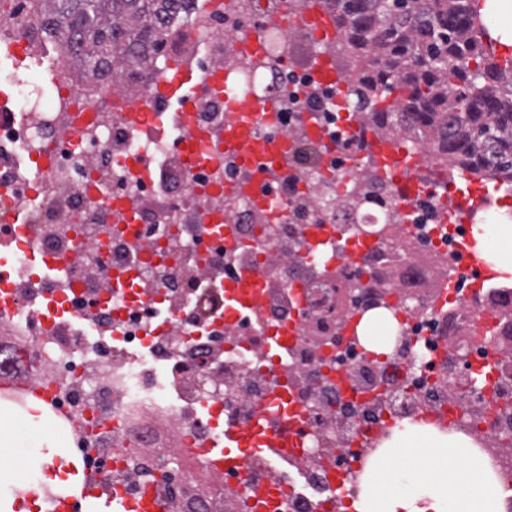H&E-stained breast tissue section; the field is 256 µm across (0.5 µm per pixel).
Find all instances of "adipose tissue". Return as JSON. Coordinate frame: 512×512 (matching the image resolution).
<instances>
[{"label": "adipose tissue", "instance_id": "obj_1", "mask_svg": "<svg viewBox=\"0 0 512 512\" xmlns=\"http://www.w3.org/2000/svg\"><path fill=\"white\" fill-rule=\"evenodd\" d=\"M476 249L503 276L512 277V224L490 209L472 228ZM67 438L41 408L23 416L0 407V512H11L16 490L64 485L73 462ZM503 493L489 462L471 439L440 435L420 424L396 430L370 465L356 512H502Z\"/></svg>", "mask_w": 512, "mask_h": 512}]
</instances>
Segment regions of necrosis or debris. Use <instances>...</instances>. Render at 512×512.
Segmentation results:
<instances>
[{"mask_svg": "<svg viewBox=\"0 0 512 512\" xmlns=\"http://www.w3.org/2000/svg\"><path fill=\"white\" fill-rule=\"evenodd\" d=\"M307 6L189 0L166 59L99 85L31 5H0V382L50 380L73 444L167 512H349L395 425L424 415L474 441L512 512V287L441 293L464 229L426 198L398 215L373 182L333 87L292 60ZM247 34L261 56L239 51ZM172 63L202 78L177 101L156 90ZM146 92L156 115L132 125L126 100ZM230 94L273 103L261 129L288 152L264 177L222 147ZM360 239L373 247L348 258ZM234 277L259 279V311L225 292ZM373 316L391 326L381 358L350 332ZM256 422L293 426L298 480L258 456L219 477L184 449Z\"/></svg>", "mask_w": 512, "mask_h": 512, "instance_id": "necrosis-or-debris-1", "label": "necrosis or debris"}]
</instances>
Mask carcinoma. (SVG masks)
<instances>
[{
  "mask_svg": "<svg viewBox=\"0 0 512 512\" xmlns=\"http://www.w3.org/2000/svg\"><path fill=\"white\" fill-rule=\"evenodd\" d=\"M48 21L77 45L82 70L101 81L112 59L148 66L159 50L155 25L184 0H37ZM354 59L353 100L365 123L403 137L433 165L512 182V60L484 48L474 0H331ZM405 93L397 109L388 95Z\"/></svg>",
  "mask_w": 512,
  "mask_h": 512,
  "instance_id": "obj_1",
  "label": "carcinoma"
}]
</instances>
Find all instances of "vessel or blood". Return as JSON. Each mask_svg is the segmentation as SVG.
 <instances>
[{"label": "vessel or blood", "mask_w": 512, "mask_h": 512, "mask_svg": "<svg viewBox=\"0 0 512 512\" xmlns=\"http://www.w3.org/2000/svg\"><path fill=\"white\" fill-rule=\"evenodd\" d=\"M304 28L313 31L318 42L326 46L340 42L343 33L336 23L334 12L324 4V0H310V8L303 21ZM261 107L255 103L237 101L224 122V148L238 153L242 159L258 170H266L279 163L284 155L282 144L267 139L259 129L258 117ZM373 171L388 179L394 188L395 207L404 211L419 196L436 189L444 191L452 203L441 212L444 226L458 224L473 226L478 214L485 208L489 198L485 185L471 183L459 187L454 177L441 173L425 180L417 175L422 165L420 155L410 153L408 148L397 140L382 138L371 129L361 133ZM459 249L466 263L478 277L476 287L494 281L495 273L475 249L472 235H465ZM225 288L237 300L251 308H258L261 299L257 281L253 278L234 280ZM233 447L210 449L209 467L212 472L221 473L228 467L241 466L245 456L266 455L270 463L277 464L287 458V440L282 434L267 431L264 433L249 428L233 430ZM104 502L112 512H164L161 500L152 495L127 498L117 488L94 474H83L74 489L60 491L51 501L49 508H42L36 502H29L30 512H79L82 505L90 502Z\"/></svg>", "instance_id": "1"}]
</instances>
